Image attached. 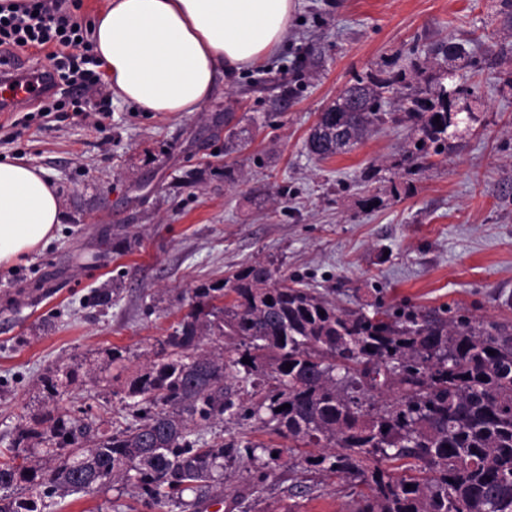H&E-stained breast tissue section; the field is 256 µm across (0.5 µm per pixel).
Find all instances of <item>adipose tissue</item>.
I'll use <instances>...</instances> for the list:
<instances>
[{
	"instance_id": "obj_1",
	"label": "adipose tissue",
	"mask_w": 512,
	"mask_h": 512,
	"mask_svg": "<svg viewBox=\"0 0 512 512\" xmlns=\"http://www.w3.org/2000/svg\"><path fill=\"white\" fill-rule=\"evenodd\" d=\"M296 0H107L91 41L114 98L143 112L201 111L231 73L287 39ZM62 212L42 169L0 158V266L45 247Z\"/></svg>"
}]
</instances>
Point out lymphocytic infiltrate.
Returning a JSON list of instances; mask_svg holds the SVG:
<instances>
[{
    "label": "lymphocytic infiltrate",
    "mask_w": 512,
    "mask_h": 512,
    "mask_svg": "<svg viewBox=\"0 0 512 512\" xmlns=\"http://www.w3.org/2000/svg\"><path fill=\"white\" fill-rule=\"evenodd\" d=\"M77 0H26L15 8L0 5V62L17 52L34 51L44 56L63 97L53 111L71 103L73 114L87 118L108 109L99 96L103 62L93 53L91 31L76 26L72 8Z\"/></svg>",
    "instance_id": "f902f5d3"
}]
</instances>
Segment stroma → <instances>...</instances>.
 Listing matches in <instances>:
<instances>
[{"instance_id":"stroma-1","label":"stroma","mask_w":512,"mask_h":512,"mask_svg":"<svg viewBox=\"0 0 512 512\" xmlns=\"http://www.w3.org/2000/svg\"><path fill=\"white\" fill-rule=\"evenodd\" d=\"M287 41L234 73L193 114L134 111L114 99L86 120L34 115L16 130L0 112V156L44 171L62 198L56 237L0 266V448L20 416L38 412L46 369L107 378L64 406L123 411L111 362L144 364L188 310L189 291L275 261L354 311L402 306L512 323V32L498 0H298ZM462 44L481 69L457 71L465 120L448 153L422 169L403 160L409 125H388L346 154L319 160L304 141L350 83L399 77L433 91L446 67L432 45ZM287 106H280L283 91ZM233 112L242 151L224 153ZM116 287L111 304L98 290ZM224 471L206 512H349L357 486L303 467ZM132 487L60 499L53 512H112Z\"/></svg>"}]
</instances>
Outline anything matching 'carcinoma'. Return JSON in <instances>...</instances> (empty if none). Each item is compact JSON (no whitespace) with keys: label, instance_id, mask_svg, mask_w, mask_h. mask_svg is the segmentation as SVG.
<instances>
[{"label":"carcinoma","instance_id":"carcinoma-1","mask_svg":"<svg viewBox=\"0 0 512 512\" xmlns=\"http://www.w3.org/2000/svg\"><path fill=\"white\" fill-rule=\"evenodd\" d=\"M435 54L469 56L452 42ZM394 85L372 77L343 89L318 114L307 152L318 159L346 153L375 128L407 122L409 160L447 154L458 89L439 82L428 99H401L398 113L388 110ZM189 306L174 334L126 380L124 421L48 405L16 425L0 448V489L27 493L0 496V512H50L60 493L119 483L137 488L151 509L202 512L223 490L225 463L253 464L258 449L268 457L262 480L286 453L365 487L352 512H512L511 325L445 310L369 316L262 262L221 285L192 289ZM89 378L57 367L40 383L53 401ZM248 387L259 396L249 406L241 397ZM263 411L288 448L204 437L226 416ZM394 463L398 477L385 469Z\"/></svg>","mask_w":512,"mask_h":512}]
</instances>
